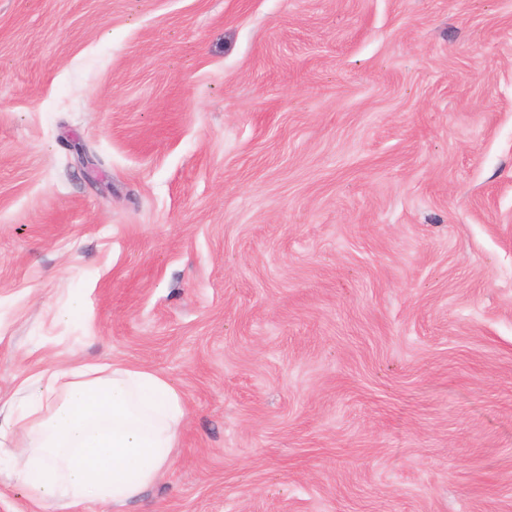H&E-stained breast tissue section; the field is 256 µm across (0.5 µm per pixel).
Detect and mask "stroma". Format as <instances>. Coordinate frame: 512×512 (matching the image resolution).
<instances>
[{
	"label": "stroma",
	"mask_w": 512,
	"mask_h": 512,
	"mask_svg": "<svg viewBox=\"0 0 512 512\" xmlns=\"http://www.w3.org/2000/svg\"><path fill=\"white\" fill-rule=\"evenodd\" d=\"M101 362L117 512H512V0H0V403Z\"/></svg>",
	"instance_id": "35a3bbf8"
}]
</instances>
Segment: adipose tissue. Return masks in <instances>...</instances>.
I'll use <instances>...</instances> for the list:
<instances>
[{"label":"adipose tissue","instance_id":"1","mask_svg":"<svg viewBox=\"0 0 512 512\" xmlns=\"http://www.w3.org/2000/svg\"><path fill=\"white\" fill-rule=\"evenodd\" d=\"M0 423V473L53 512H110L137 499L174 459L185 412L159 374L134 365L50 367Z\"/></svg>","mask_w":512,"mask_h":512}]
</instances>
